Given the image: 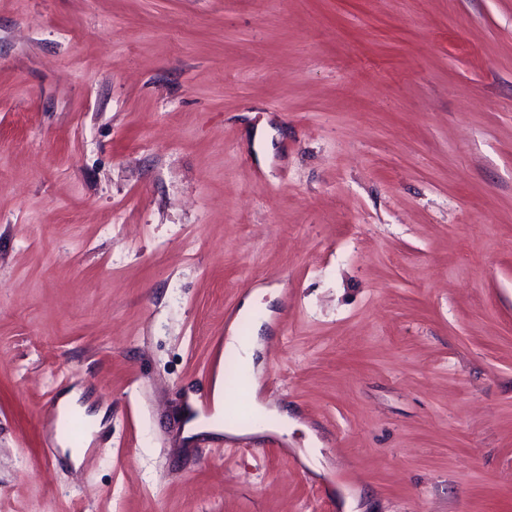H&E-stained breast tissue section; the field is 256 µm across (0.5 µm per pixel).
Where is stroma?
<instances>
[{
    "label": "stroma",
    "mask_w": 512,
    "mask_h": 512,
    "mask_svg": "<svg viewBox=\"0 0 512 512\" xmlns=\"http://www.w3.org/2000/svg\"><path fill=\"white\" fill-rule=\"evenodd\" d=\"M271 286L296 424L177 445ZM347 494L512 512V0H0V512Z\"/></svg>",
    "instance_id": "1"
}]
</instances>
